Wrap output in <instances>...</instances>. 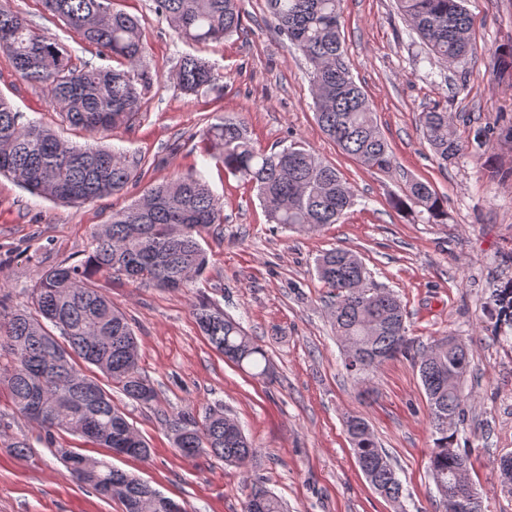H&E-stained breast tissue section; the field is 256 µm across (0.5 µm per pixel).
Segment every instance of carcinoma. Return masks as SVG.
Returning <instances> with one entry per match:
<instances>
[{
	"label": "carcinoma",
	"instance_id": "cac0c4a2",
	"mask_svg": "<svg viewBox=\"0 0 512 512\" xmlns=\"http://www.w3.org/2000/svg\"><path fill=\"white\" fill-rule=\"evenodd\" d=\"M44 10L94 47L104 65L73 63L64 45L42 36L0 0V48L19 76L43 87L52 105L72 126L92 135L128 124L139 112L152 83L142 68L146 41L137 19L112 10L110 0H41ZM156 12L185 41L217 42L240 31L239 0H154ZM428 49L427 61L455 62L474 52L465 0H396ZM274 29L301 53L309 70L315 118L322 132L368 169L392 166L390 147L370 103L344 59L343 0H266ZM174 79L186 94L218 80L204 59L180 57ZM423 137L439 164L463 155L453 120L436 110L419 114ZM206 155L257 190L271 223L299 231L336 224L354 205V195L336 167L320 160L301 140L279 151L256 146L248 123L224 116L202 130ZM138 162L109 148L78 147L54 132L25 123L0 97V174L31 194L59 203H86L118 194L137 174ZM392 206L430 224L448 223V208L430 184L411 180ZM224 223L223 204L206 181L176 176L148 188L143 198L112 211L111 221L93 232V250L79 264L42 273L31 289V309L0 307V352L11 357L7 389L27 420L48 441L72 432L101 448H124L145 458L149 447L112 402V393L77 368L76 360L99 369L128 399L148 404L155 390L139 368V346L126 315L98 287V278H125L158 288L189 287L207 267L203 234ZM316 274L327 288L328 316L341 343L347 373L360 383L381 365L413 355L427 398L434 436L430 471L443 512H483L471 501L470 456L456 447L464 421L463 383L473 371L467 344L450 336L422 349L407 336L405 310L393 292L373 288L357 254L324 251ZM500 323L512 331V287L498 293ZM195 322L211 346L229 360L261 375L271 373L267 352L241 322L218 306L198 301ZM453 420L455 426L448 425ZM158 420L185 457L206 452L226 464L243 465L256 454L235 418L220 404L201 416L188 410L161 411ZM356 461L373 490L389 501L403 496L391 456L381 448L360 415L344 418ZM69 476L113 498L119 490L123 512H169L168 498L150 484L106 459L63 448ZM243 512H285L283 501L260 484L252 485Z\"/></svg>",
	"mask_w": 512,
	"mask_h": 512
}]
</instances>
